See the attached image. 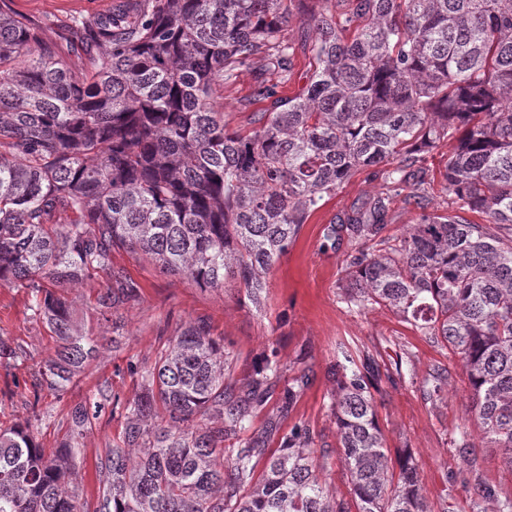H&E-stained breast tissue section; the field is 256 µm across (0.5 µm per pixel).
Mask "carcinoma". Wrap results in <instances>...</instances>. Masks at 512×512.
Instances as JSON below:
<instances>
[{
    "mask_svg": "<svg viewBox=\"0 0 512 512\" xmlns=\"http://www.w3.org/2000/svg\"><path fill=\"white\" fill-rule=\"evenodd\" d=\"M13 2L0 0V288L29 289L56 337L40 386L66 391L100 353L65 289L106 275L105 314L139 298L112 251L201 288L238 283L258 305L324 198L368 170L381 190L325 228L333 245L354 244L343 302L388 307L450 348L479 430L512 470V0H334L319 13L306 0H132L72 21L87 71L58 60ZM294 9L313 33L308 84L293 98L258 86L271 106L256 128H227L214 96L236 70L290 79L295 49L276 35ZM451 138L441 176L456 213H428L427 154ZM400 195L422 213L390 237ZM279 371L267 356L237 386L224 341L189 323L126 403L95 503L67 484L80 449L65 442L48 458L26 422L0 429V512H431L410 451L385 447L373 368L344 351L329 409L352 502L329 492L309 428L280 434L306 372L224 463V442L250 429ZM70 417L78 431L91 424L84 403ZM454 446L477 512H512L466 434Z\"/></svg>",
    "mask_w": 512,
    "mask_h": 512,
    "instance_id": "1",
    "label": "carcinoma"
}]
</instances>
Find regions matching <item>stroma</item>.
I'll list each match as a JSON object with an SVG mask.
<instances>
[{
	"label": "stroma",
	"mask_w": 512,
	"mask_h": 512,
	"mask_svg": "<svg viewBox=\"0 0 512 512\" xmlns=\"http://www.w3.org/2000/svg\"><path fill=\"white\" fill-rule=\"evenodd\" d=\"M114 2L14 0V7L41 20L60 60L79 70L89 68L90 61L68 32L72 18L107 13ZM280 37L295 48L290 79L281 81L278 74H263L253 66L238 69L216 99L229 128L251 132L252 113L267 106L254 96L259 83L274 87L283 98L298 95L308 84L312 73L310 29L295 16ZM381 185V179L369 178L361 171L327 198L272 266L259 307L237 284L201 289L185 278L163 272L141 255L122 249L113 252V266L139 284L140 297L119 306L108 321L97 305L105 277L65 290L80 333L97 339L115 336L120 346L105 350L64 392L35 385L40 366L53 356L57 342L49 327L33 318L30 291L0 288V341L15 352L14 357L0 358V427L29 421L46 453L58 454L70 432L71 408L104 390L107 399L100 418L75 440L81 454L71 477L72 488L83 498L94 500L97 463L105 448L120 440L125 425L123 404L139 391L141 369L154 365L184 324L202 320L213 335L223 338L237 383H245L270 350L278 352L282 378L274 382L266 405L256 412L254 426H261L268 414L275 412L285 379L304 371L312 375L311 385L282 426L303 424L311 429L316 448L324 456L323 476L339 498L347 500L351 494L338 461L336 424L329 403L336 386L330 368L343 350L356 363L368 362L377 368L379 376L372 393L388 450L394 455L410 449L431 512H472L471 496L464 486L467 466L452 444L453 437L463 432L475 447L483 479L501 495L512 497V471L502 466L497 449L489 447L473 422L466 376L448 348L431 343L386 307L351 310L340 300V265L349 246L344 243L333 248L324 229ZM133 362L138 364V372H131ZM438 365L449 368L450 377L441 392L433 394L424 380Z\"/></svg>",
	"instance_id": "obj_1"
}]
</instances>
